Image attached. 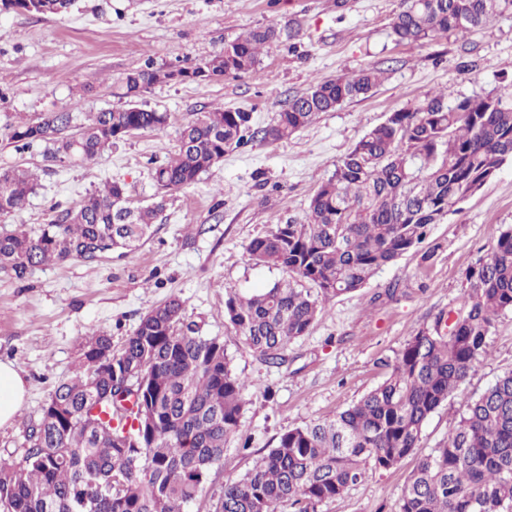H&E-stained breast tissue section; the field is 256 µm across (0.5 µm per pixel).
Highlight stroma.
I'll return each mask as SVG.
<instances>
[{
    "instance_id": "stroma-1",
    "label": "stroma",
    "mask_w": 512,
    "mask_h": 512,
    "mask_svg": "<svg viewBox=\"0 0 512 512\" xmlns=\"http://www.w3.org/2000/svg\"><path fill=\"white\" fill-rule=\"evenodd\" d=\"M399 7L400 0H74L62 16L0 12V168L38 175L26 208L0 215V228L48 223L109 179L125 183L132 205H150L153 163L174 152L179 128L199 113L241 108L251 112L254 131L196 184L169 193L135 251L40 267L22 281L0 273V360L16 363L28 388L15 422L0 428V460L21 455L26 430L55 386L75 377L83 336L102 331L121 345L145 313L176 296L203 335L223 340L234 371L249 382L244 436L228 444L196 504L207 512L220 487L252 468L281 434L333 417L376 387L410 336L457 306L471 269L512 226V162L433 225L419 247L337 297L289 344L286 363H266L224 318L225 287L253 292L282 276L250 260L249 243L272 225L303 220L318 186L368 130L426 93L484 95L500 76L512 77V14L464 36L399 44L390 35ZM258 26L275 27L279 40L254 71L205 85H153L140 102L168 113V127L125 137L96 161L62 162L47 155L45 143L19 150L7 138L23 118L70 108L83 118L119 105L123 74L211 58ZM373 64L387 77L369 97L322 113L286 141L260 137L288 97ZM509 371L512 312L497 320L490 354L464 389L478 395ZM461 411L459 398H449L426 420L413 454L369 471L319 512H398L408 475L446 441Z\"/></svg>"
}]
</instances>
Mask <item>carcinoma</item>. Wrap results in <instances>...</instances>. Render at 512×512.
<instances>
[{"label":"carcinoma","instance_id":"obj_1","mask_svg":"<svg viewBox=\"0 0 512 512\" xmlns=\"http://www.w3.org/2000/svg\"><path fill=\"white\" fill-rule=\"evenodd\" d=\"M72 0H0V11L68 13ZM512 12V0H402L392 22L397 43L468 34ZM278 38L256 27L224 45L225 78L253 71ZM150 66L120 78L123 105L94 112L76 135V117L53 112L10 129L18 148L49 145L54 159L92 162L136 131H161L169 115L138 98L157 83ZM383 78L368 66L320 81L282 104L262 130L282 142L323 112L365 98ZM252 115L215 108L178 131L172 157L152 167L165 195L195 184L240 146ZM512 161V81L476 97L444 90L390 113L338 161L311 197L305 219L273 225L247 247L252 261L282 271L261 291L225 288L224 316L266 362L286 361L288 344L306 335L336 297L365 287L383 267L422 244L434 224ZM36 186L26 169L0 171V214L23 210ZM164 201L131 208L126 186L110 180L47 224L0 231V271L22 280L36 268L94 262L132 250ZM455 331L444 316L410 337L384 380L331 418L288 429L241 478L221 488L208 512H318L362 481L390 469L418 447L429 415L452 396L459 420L440 447L420 458L398 512H512V371L480 395L462 386L490 353L498 318L512 312V227L469 274ZM83 371L58 385L25 435L16 463L0 464L3 512H190L224 448L242 435L249 382L231 367L224 341L203 336L183 301L148 311L118 349L90 333Z\"/></svg>","mask_w":512,"mask_h":512}]
</instances>
